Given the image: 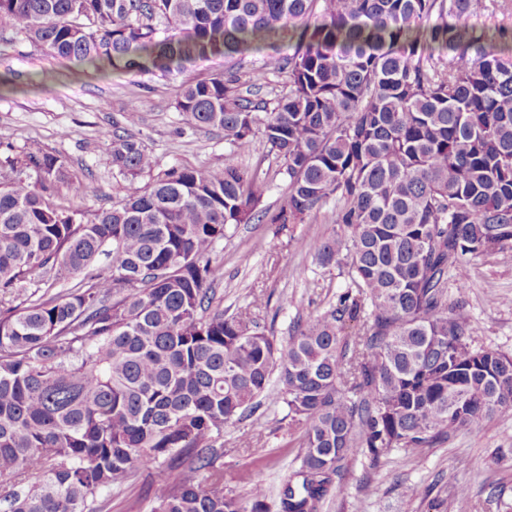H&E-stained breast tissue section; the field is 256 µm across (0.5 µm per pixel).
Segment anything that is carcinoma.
Segmentation results:
<instances>
[{"instance_id": "cac0c4a2", "label": "carcinoma", "mask_w": 512, "mask_h": 512, "mask_svg": "<svg viewBox=\"0 0 512 512\" xmlns=\"http://www.w3.org/2000/svg\"><path fill=\"white\" fill-rule=\"evenodd\" d=\"M475 2L0 0V35L53 57L164 76L224 57L175 109L230 149L141 186L155 159L115 134L128 187L90 219L47 198L67 178L56 155L0 159V291L26 292L0 310V512H100L146 468L149 512H268L259 482L247 502L224 491L218 461L275 373L304 433L279 512H318L350 457L377 466L512 411V355L448 302L471 259L512 247V0L482 28ZM284 43L282 89L245 88L242 57ZM258 136L288 178L271 216L267 182L234 160ZM332 198L340 231L310 249L356 291L284 342L213 307L231 226L301 224Z\"/></svg>"}]
</instances>
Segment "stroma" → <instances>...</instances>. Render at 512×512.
<instances>
[{
	"mask_svg": "<svg viewBox=\"0 0 512 512\" xmlns=\"http://www.w3.org/2000/svg\"><path fill=\"white\" fill-rule=\"evenodd\" d=\"M289 47L249 55L243 65L261 96L280 90L287 79L277 62ZM179 81L154 73L95 69L58 59L24 38L0 39V152L22 155L39 142L58 156L71 183L58 184L53 200L92 212L122 199L126 179L112 162L113 134L131 132L156 160L157 171L175 166L222 165L229 151L220 130L191 129L175 110ZM136 126H127L129 110ZM239 164L265 174L263 205L277 211L288 195L281 161L263 140L239 155ZM96 183V196L76 197L73 184ZM336 203L328 201L293 230L256 218L231 228L216 248L221 276L215 288L225 314H248L266 333L286 340L298 321L326 313L351 287L346 265L322 266L311 239L336 230ZM467 288L449 286V301H462L478 344L512 354V249L472 259ZM224 486L240 497L249 488L238 476L248 470L268 490L269 504L295 467L303 431L289 422L275 394L242 422L224 430ZM468 497H460L459 487ZM419 495H411V488ZM151 477L138 473L113 492L102 512H146ZM319 512H512V411L450 433L429 448L397 451L379 466L361 456L349 460L341 487L331 490Z\"/></svg>",
	"mask_w": 512,
	"mask_h": 512,
	"instance_id": "obj_1",
	"label": "stroma"
}]
</instances>
